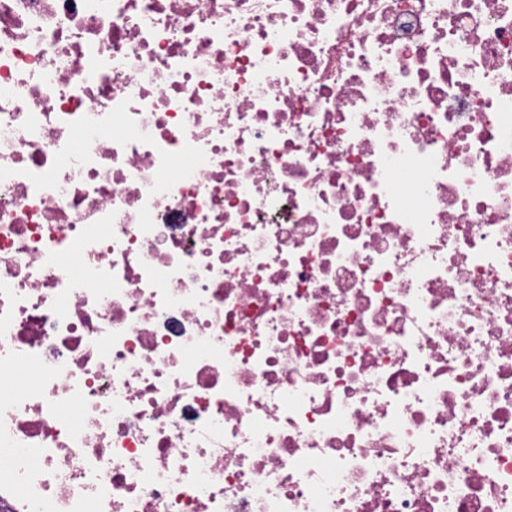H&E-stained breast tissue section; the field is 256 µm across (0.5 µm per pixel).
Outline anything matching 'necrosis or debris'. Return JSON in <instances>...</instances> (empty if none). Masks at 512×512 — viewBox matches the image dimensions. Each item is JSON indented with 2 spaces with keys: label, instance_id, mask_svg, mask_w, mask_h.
Masks as SVG:
<instances>
[{
  "label": "necrosis or debris",
  "instance_id": "obj_1",
  "mask_svg": "<svg viewBox=\"0 0 512 512\" xmlns=\"http://www.w3.org/2000/svg\"><path fill=\"white\" fill-rule=\"evenodd\" d=\"M0 512H512V0H0Z\"/></svg>",
  "mask_w": 512,
  "mask_h": 512
}]
</instances>
